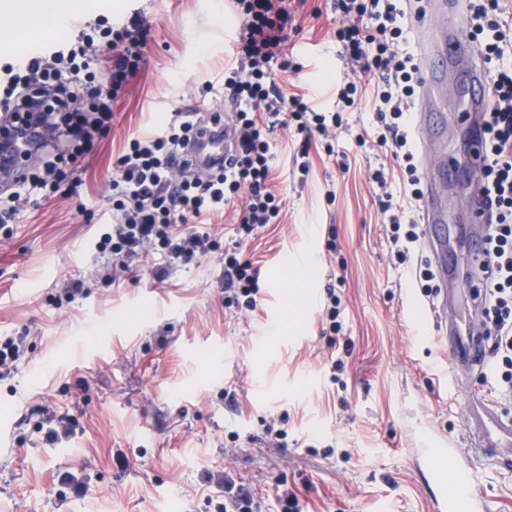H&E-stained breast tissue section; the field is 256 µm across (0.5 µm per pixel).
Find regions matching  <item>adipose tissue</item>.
<instances>
[{
  "instance_id": "obj_1",
  "label": "adipose tissue",
  "mask_w": 512,
  "mask_h": 512,
  "mask_svg": "<svg viewBox=\"0 0 512 512\" xmlns=\"http://www.w3.org/2000/svg\"><path fill=\"white\" fill-rule=\"evenodd\" d=\"M95 0H0V9L22 17L21 27L0 30V42L11 44L27 34L58 31L65 21L95 8Z\"/></svg>"
}]
</instances>
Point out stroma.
<instances>
[{
    "label": "stroma",
    "instance_id": "obj_1",
    "mask_svg": "<svg viewBox=\"0 0 512 512\" xmlns=\"http://www.w3.org/2000/svg\"><path fill=\"white\" fill-rule=\"evenodd\" d=\"M287 6L297 69L276 81L335 111L347 68L333 2ZM136 11L151 27L146 65L114 103L77 193L29 207L0 239V334L21 349L0 375V512H217L228 475L267 512L280 480L304 512H436L421 451L465 448L463 402L487 385L473 369L448 386L438 323L407 314L406 297L424 295L394 258L370 180L396 163L354 143L378 126L371 98L343 113L331 144L312 141L305 175L294 164L302 136L274 125L282 211L248 241L230 232L237 198L211 219L216 250L165 281L146 260L134 279H91L116 157L180 106L222 111L236 57L232 0H97V14L116 22ZM235 248L260 270L252 312L224 305V252ZM78 276L89 286L68 299ZM329 284L352 344L335 377L321 335ZM270 424L287 431L285 447H266ZM473 494L512 512V473L482 468Z\"/></svg>",
    "mask_w": 512,
    "mask_h": 512
}]
</instances>
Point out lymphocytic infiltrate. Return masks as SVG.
I'll use <instances>...</instances> for the list:
<instances>
[{
  "label": "lymphocytic infiltrate",
  "instance_id": "1",
  "mask_svg": "<svg viewBox=\"0 0 512 512\" xmlns=\"http://www.w3.org/2000/svg\"><path fill=\"white\" fill-rule=\"evenodd\" d=\"M242 19L238 65L224 79L235 106L236 155L230 169L218 167L205 176L191 175L190 165L176 166L197 129L209 118L193 108H179L161 131L130 140L113 164L110 185L112 220L95 249L105 255L102 280L128 274L129 258L150 249L162 262L154 271L164 280L169 266L188 264L215 241L205 220L243 194L235 227L239 239L251 238L281 211L270 186L271 145L263 134L265 119L285 118L296 134L328 135L339 124L340 109L352 107L360 92L357 73L377 75L373 106L383 131L377 144L397 160L404 187L402 201L389 190L391 176L375 170L383 214L389 217L390 240L398 264L419 247L424 232L411 216L421 197L419 164L407 112L418 84V60L400 50L407 0H334L339 19L336 39L350 73L336 83L337 112L314 111L303 95L284 94L271 76L273 67L291 69L286 59L288 30L294 18L286 0H235ZM499 0H470L468 29L477 39L491 78L490 106L484 124L486 162L482 169V206L489 216L487 247L478 272L484 281L480 323L484 329V379L493 380L504 396L512 395V27L497 18ZM76 38L58 51L23 55L20 63L0 67V152L34 134L44 148L40 166L26 171L0 192V230L15 223L28 204L65 195L80 183L79 174L99 140L112 129V106L145 65L150 34L138 14L122 23L99 17L82 24ZM199 229L183 233L189 221ZM259 271L236 252L224 254V301L255 309Z\"/></svg>",
  "mask_w": 512,
  "mask_h": 512
}]
</instances>
